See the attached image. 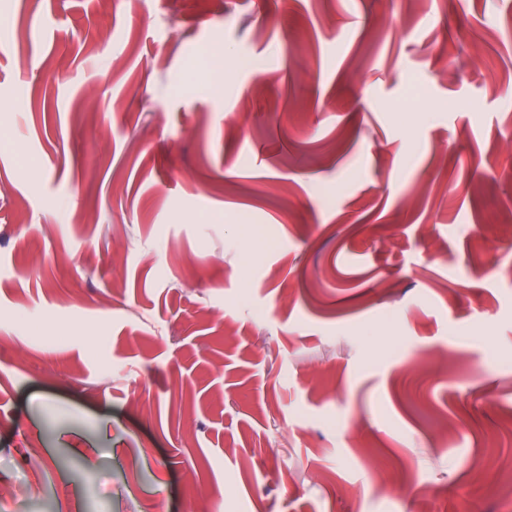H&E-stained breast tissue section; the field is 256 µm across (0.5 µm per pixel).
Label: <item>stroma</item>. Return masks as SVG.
Returning <instances> with one entry per match:
<instances>
[{
	"label": "stroma",
	"mask_w": 512,
	"mask_h": 512,
	"mask_svg": "<svg viewBox=\"0 0 512 512\" xmlns=\"http://www.w3.org/2000/svg\"><path fill=\"white\" fill-rule=\"evenodd\" d=\"M1 11L0 512H512V0Z\"/></svg>",
	"instance_id": "obj_1"
}]
</instances>
